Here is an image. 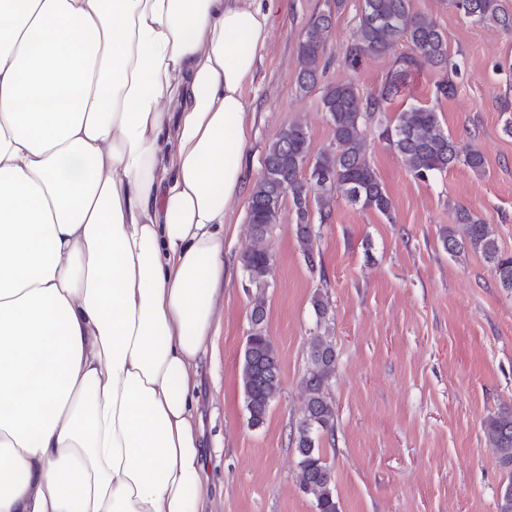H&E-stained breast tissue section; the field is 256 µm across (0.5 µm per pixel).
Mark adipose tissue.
Listing matches in <instances>:
<instances>
[{
  "label": "adipose tissue",
  "mask_w": 512,
  "mask_h": 512,
  "mask_svg": "<svg viewBox=\"0 0 512 512\" xmlns=\"http://www.w3.org/2000/svg\"><path fill=\"white\" fill-rule=\"evenodd\" d=\"M262 0H0V512H206Z\"/></svg>",
  "instance_id": "1"
}]
</instances>
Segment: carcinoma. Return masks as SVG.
<instances>
[{
	"label": "carcinoma",
	"mask_w": 512,
	"mask_h": 512,
	"mask_svg": "<svg viewBox=\"0 0 512 512\" xmlns=\"http://www.w3.org/2000/svg\"><path fill=\"white\" fill-rule=\"evenodd\" d=\"M464 18L504 30H512V9L502 0H450ZM332 26V12L313 17L304 30L298 53V85L305 92L320 88L322 110L333 127V148L316 156L313 173L304 174L310 155V135L300 124H290L276 134L262 161L261 175L249 202L253 245L240 256L243 273L254 289L250 319L260 326L246 338L240 382L249 424L261 426L281 391V366L266 331L264 291L273 272L268 249L262 242L278 224L284 197L292 198L296 217L295 241L310 269L318 266L309 201H314L320 222L329 221L333 205L342 199L351 205L375 210L392 219V201L366 153L372 124L403 165L419 179L463 164L476 173L484 171V157L471 146L454 139L432 109L411 106L386 120V104L399 96L408 72L429 66L448 69V43L437 25L415 13L411 0H360L356 38L347 50L346 62L357 66L363 59L387 54L400 39L412 54L395 60L379 91L363 95L352 83L320 84L323 56ZM454 223L464 226L462 236L448 232L444 249L450 255L467 250L480 253L491 265L501 287L512 291V257L504 256L498 241L482 218L460 204L452 205ZM311 305L319 328L309 341L308 366L302 378L306 394L293 442L302 491L317 512H339L333 493V475L324 462L320 437L334 436L336 411L328 395L336 371V350L327 327L331 306L327 294L316 293ZM484 433L497 450L501 468L512 472V411H500L484 421Z\"/></svg>",
	"instance_id": "cac0c4a2"
}]
</instances>
